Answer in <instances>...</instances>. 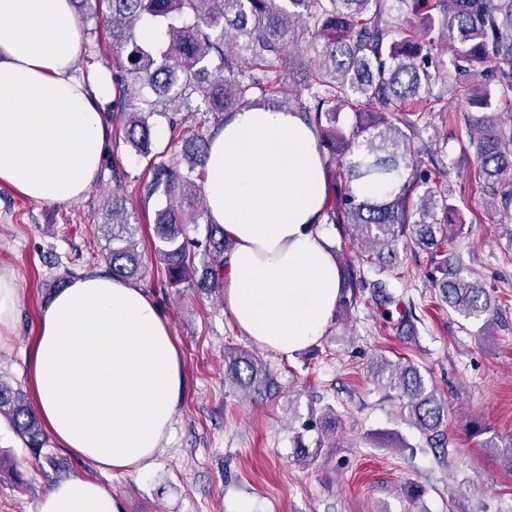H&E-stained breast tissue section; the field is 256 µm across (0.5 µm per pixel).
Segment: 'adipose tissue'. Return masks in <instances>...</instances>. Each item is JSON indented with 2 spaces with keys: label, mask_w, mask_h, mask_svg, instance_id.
<instances>
[{
  "label": "adipose tissue",
  "mask_w": 512,
  "mask_h": 512,
  "mask_svg": "<svg viewBox=\"0 0 512 512\" xmlns=\"http://www.w3.org/2000/svg\"><path fill=\"white\" fill-rule=\"evenodd\" d=\"M72 0H0V185L73 203L100 167L109 131L105 75H76ZM209 223L234 247L224 300L243 336L289 356L325 335L340 275L320 215L327 199L317 136L298 115H230L209 147ZM35 408L52 436L98 471L146 470L184 390L182 355L149 293L103 270L82 273L42 309L32 357ZM38 512H124L111 487L73 476Z\"/></svg>",
  "instance_id": "1"
}]
</instances>
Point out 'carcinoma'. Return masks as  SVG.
<instances>
[{"instance_id": "1", "label": "carcinoma", "mask_w": 512, "mask_h": 512, "mask_svg": "<svg viewBox=\"0 0 512 512\" xmlns=\"http://www.w3.org/2000/svg\"><path fill=\"white\" fill-rule=\"evenodd\" d=\"M74 0L79 12L104 24L109 34L114 99L123 138L149 158L151 179L144 201L159 194L152 246L167 285L177 287L197 269L198 250L209 261L197 287L208 293L224 283V229L206 223L202 192L208 146L224 127V114L267 107L296 112L312 125L327 180L321 223L341 226L342 236L364 246L366 262L384 269L405 235L438 257L435 280L453 312L493 330L498 307L486 288L464 274L454 255L442 256L448 225L467 223L450 186L432 177L438 165L416 147L432 112L436 74L466 100L462 120L474 149L473 177L501 221H512V0ZM151 21L158 40L139 36ZM450 55L449 61L441 59ZM304 73L300 89L285 78ZM213 116V129L185 140L183 155L167 159L153 150L151 119L172 128L183 113ZM352 113L354 120L341 116ZM360 181L390 186L379 197L360 195ZM189 224L206 225L204 240L186 235ZM103 258L112 275L131 279L143 264L135 235L138 219L120 194L112 195V222ZM360 280L346 274L335 318L356 303ZM381 305L394 302L382 279L372 284ZM378 383L396 393L399 415L433 444L448 420V402L427 388L417 367L385 357L372 364ZM224 382L254 393L275 386L266 365L239 348L224 350ZM5 418L35 456L46 438L27 396L0 381Z\"/></svg>"}]
</instances>
